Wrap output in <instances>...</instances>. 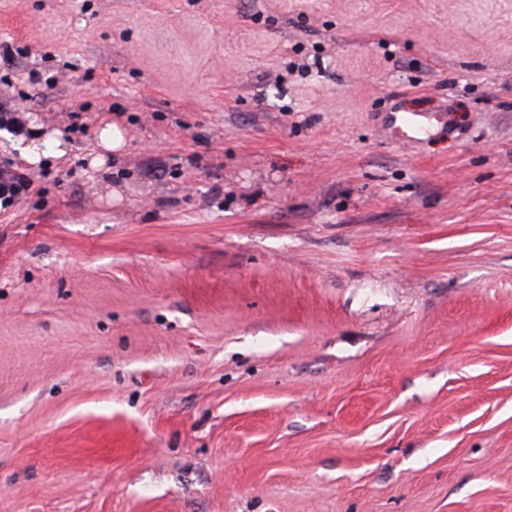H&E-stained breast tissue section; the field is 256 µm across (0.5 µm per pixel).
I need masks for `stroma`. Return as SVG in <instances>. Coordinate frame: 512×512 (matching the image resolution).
I'll return each instance as SVG.
<instances>
[{
    "instance_id": "35a3bbf8",
    "label": "stroma",
    "mask_w": 512,
    "mask_h": 512,
    "mask_svg": "<svg viewBox=\"0 0 512 512\" xmlns=\"http://www.w3.org/2000/svg\"><path fill=\"white\" fill-rule=\"evenodd\" d=\"M0 108V512H512V0H0ZM96 146L97 149H95L91 164L101 167L106 163L109 155L125 146L122 128L116 123L106 124L98 133ZM62 134L59 131H52L45 134L43 138H32L28 140L25 146L17 147L20 156L31 165L40 164L44 159L54 157L56 159L63 158L66 154L65 143L61 139ZM51 143L50 151L43 148Z\"/></svg>"
}]
</instances>
